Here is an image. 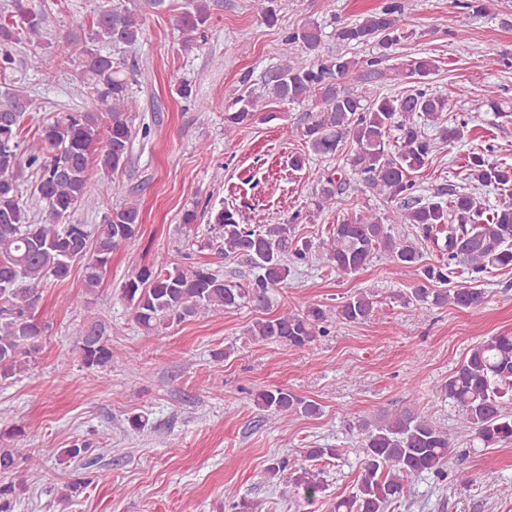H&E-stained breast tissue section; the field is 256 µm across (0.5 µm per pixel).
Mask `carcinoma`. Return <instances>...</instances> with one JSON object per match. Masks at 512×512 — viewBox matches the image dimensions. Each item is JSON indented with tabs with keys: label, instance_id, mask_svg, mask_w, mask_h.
<instances>
[{
	"label": "carcinoma",
	"instance_id": "carcinoma-1",
	"mask_svg": "<svg viewBox=\"0 0 512 512\" xmlns=\"http://www.w3.org/2000/svg\"><path fill=\"white\" fill-rule=\"evenodd\" d=\"M168 0H100L91 23L78 18L73 27L86 34L67 37V55L78 61L79 73L71 95L93 102L92 110L55 113L27 142L21 141L25 92L0 90V382L28 371L39 349L46 325L38 315L43 289L69 277L76 261L85 262L84 296L95 295L112 253L133 245L140 229L138 201L128 199L89 226L67 222L97 174L98 194L112 196V174L123 168L134 131L128 113L137 99L132 88L136 64L120 56L121 49L137 44L144 34L143 14L160 13ZM402 0H385L381 9L357 22L336 21L334 39L343 46L371 44L376 53L358 60L343 53H321L323 31L308 20L282 38L281 63L268 70L257 93L240 94L224 111V130L257 121L277 119L267 111L271 102L303 103L315 99L317 112L309 115L302 136L309 152L331 157L349 143L347 158L361 177L363 190L378 198L380 211H362L351 220L333 225L327 237L314 243L297 235L300 213L278 224L254 228L240 223L230 209L210 211V232L218 253L243 257L259 274L245 286L224 280L208 265L177 264L165 259L139 269L122 288L120 298L141 330L156 334L170 324L200 314L221 313L250 304L257 311L270 307V292L288 280L290 267L318 256L337 273L349 276L365 268L374 255L384 253L400 269L414 268L419 282L402 304L429 310L449 303L478 309L485 292L474 284L491 269L512 268V201L490 209L473 192L454 189L448 204L416 196L415 174L436 155L450 151L464 137V125H447L448 97L426 88L437 68L436 60L418 57L407 66L393 67L392 80L414 82L417 88L397 95H381L374 85L386 78L384 63L403 32ZM211 18L209 0H184L178 28L202 34ZM46 14L37 0H12L10 14L0 16V73L12 69L14 45L25 39L39 43ZM399 132V145L390 146V134ZM471 179L485 188L502 189L512 183V169L468 158ZM34 168L39 217L30 216L18 174ZM342 178L323 177L315 207L317 213L338 205ZM395 224H412L415 232L391 234ZM437 260L423 262L427 250ZM467 283L453 284L455 275ZM371 295L358 292L336 307V320L362 323L374 313ZM329 310L311 304L298 313L283 312L258 319L249 327L253 340L305 349L328 333ZM81 360L88 369L112 365L122 352L112 346L107 326L90 319L79 337ZM457 422L481 448L512 443V333L488 336L473 345L464 360L439 386ZM261 410L286 421L291 415L313 416L319 405L287 388L261 390L254 396ZM23 428H12V447L0 448V473L14 472L24 462L39 468L32 449L20 441ZM364 448L362 474L356 490L332 503L330 512H389L405 500L413 480L423 474L448 476L454 451L449 431L419 412L405 408L386 419L360 424ZM269 478L291 486L316 500L325 491L320 472L303 464L287 467L283 461L268 465ZM24 487L0 482V512H14Z\"/></svg>",
	"mask_w": 512,
	"mask_h": 512
}]
</instances>
